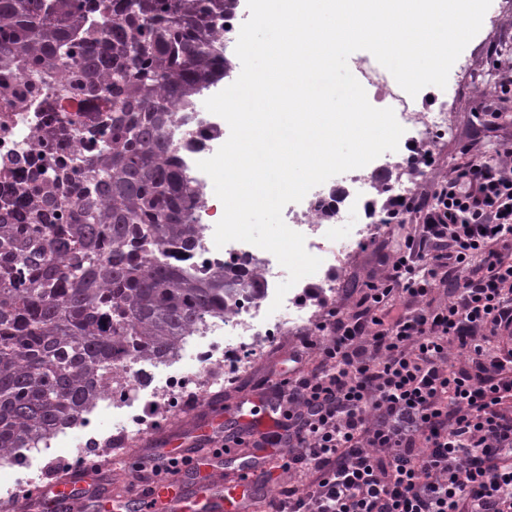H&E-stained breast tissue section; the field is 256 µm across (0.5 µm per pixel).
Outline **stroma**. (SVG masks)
Here are the masks:
<instances>
[{"mask_svg": "<svg viewBox=\"0 0 512 512\" xmlns=\"http://www.w3.org/2000/svg\"><path fill=\"white\" fill-rule=\"evenodd\" d=\"M507 37L512 38V0H492L480 31L462 53L470 63L468 71L451 68L446 88L429 86L420 91L421 109L447 105L454 134L430 142L434 162L413 175V195L427 193L436 182L461 171L466 162L494 154L499 144L512 142V92L504 95L499 86L487 84L489 77H500L512 70V54L499 50ZM492 103L503 111V118H495L490 113L488 106ZM389 235L384 224H377L373 236L359 246L347 268L337 274L334 301H319L320 309H327L331 304L350 308L360 300L371 278L385 270L381 251ZM298 341V336L288 335L270 343L266 354L256 360L244 377L216 395V402L233 405L255 396L258 386L272 372L281 371L287 350ZM156 414L162 419L160 427L148 428L137 438L123 443L122 454L139 455L150 452L155 446L164 447L169 437L186 428L193 416L191 409L174 406L157 409Z\"/></svg>", "mask_w": 512, "mask_h": 512, "instance_id": "1", "label": "stroma"}]
</instances>
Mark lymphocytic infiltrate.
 Listing matches in <instances>:
<instances>
[{"mask_svg":"<svg viewBox=\"0 0 512 512\" xmlns=\"http://www.w3.org/2000/svg\"><path fill=\"white\" fill-rule=\"evenodd\" d=\"M389 218L401 234L381 280L354 311L329 309L320 339L302 337L262 386L275 430L229 441L277 449L283 472L306 475L279 486L271 512H512V144L430 198L392 200ZM440 288L448 299L432 304ZM193 465L159 448L128 462L142 488Z\"/></svg>","mask_w":512,"mask_h":512,"instance_id":"f902f5d3","label":"lymphocytic infiltrate"}]
</instances>
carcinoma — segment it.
I'll return each instance as SVG.
<instances>
[{
	"label": "carcinoma",
	"instance_id": "carcinoma-1",
	"mask_svg": "<svg viewBox=\"0 0 512 512\" xmlns=\"http://www.w3.org/2000/svg\"><path fill=\"white\" fill-rule=\"evenodd\" d=\"M238 0H0V100L23 111L44 86L82 151L43 143L0 213V461L74 423L137 346L160 362L239 288L247 263L202 275L154 252L192 255L201 202L173 151L170 107L217 85L213 29ZM101 115L83 139L80 113Z\"/></svg>",
	"mask_w": 512,
	"mask_h": 512
}]
</instances>
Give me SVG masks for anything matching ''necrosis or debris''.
I'll return each instance as SVG.
<instances>
[{"label":"necrosis or debris","instance_id":"1","mask_svg":"<svg viewBox=\"0 0 512 512\" xmlns=\"http://www.w3.org/2000/svg\"><path fill=\"white\" fill-rule=\"evenodd\" d=\"M359 69L369 85L374 87L375 101L397 113L401 126L412 132L416 146H424L435 137L450 134L447 107L420 110L416 99L397 83L368 64H360ZM190 113L189 121L177 122L172 127L171 139L185 170L197 178L199 187L205 190L209 184L200 179L197 163L212 150L223 132L200 107H191ZM61 121V113L50 111L47 100L43 98L38 99L28 111L0 113V161L9 165L8 180L22 178L21 169L12 166V158L24 155L28 159H36L42 141L48 133L60 130ZM391 167L396 172L393 180H383L377 168L362 171L360 178L367 181L377 195L391 198L408 196L411 192L409 174L414 167L412 156L401 157L392 162ZM334 192V187L329 186L315 193L306 208L290 218L292 224L307 226L306 248L321 253L327 259L326 268L317 282L321 295L326 298L335 295L337 273L360 242L373 232L372 225L367 224L358 229L349 243H337L336 224L343 210L333 204ZM241 256L263 282V294L256 297L249 291L237 290L224 314L203 316L168 359L155 364L151 389H141L133 382L144 369V361L133 353L121 356L118 368L123 377L122 383L104 390L94 403L99 415L111 417L114 437L129 439L140 435L146 427L143 412L152 403H190L208 392L223 390L226 383L249 369L270 342L315 321L316 309L298 304L297 293L293 290L285 295L280 309L271 310L276 287L282 279L281 272L267 262L264 251L257 247H249L242 251ZM201 365L206 368L202 374L197 371ZM73 440V434L64 429L39 437L32 451L26 454L28 464L25 468H18L11 462L0 465V500L19 503L22 490L41 478V471L34 464L37 453L54 444Z\"/></svg>","mask_w":512,"mask_h":512}]
</instances>
